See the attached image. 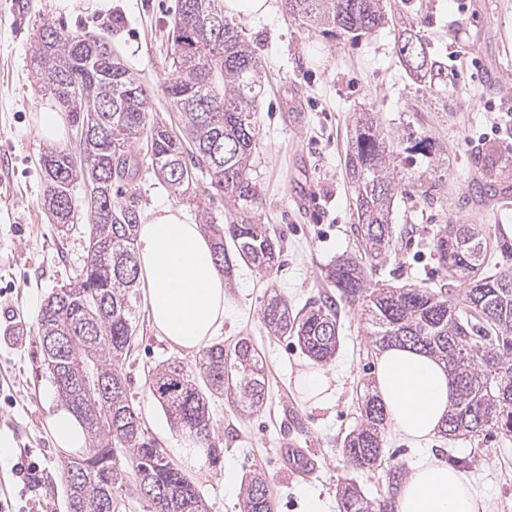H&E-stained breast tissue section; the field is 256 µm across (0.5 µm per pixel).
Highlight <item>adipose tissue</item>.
<instances>
[{
	"label": "adipose tissue",
	"instance_id": "1",
	"mask_svg": "<svg viewBox=\"0 0 512 512\" xmlns=\"http://www.w3.org/2000/svg\"><path fill=\"white\" fill-rule=\"evenodd\" d=\"M139 276L153 325L170 344L205 347L224 324V277L213 243L175 209L151 211L137 232ZM375 386L394 431L412 442L440 432L456 392L442 364L400 346L382 350ZM484 502L464 472L434 460L412 468L397 495V512H482Z\"/></svg>",
	"mask_w": 512,
	"mask_h": 512
}]
</instances>
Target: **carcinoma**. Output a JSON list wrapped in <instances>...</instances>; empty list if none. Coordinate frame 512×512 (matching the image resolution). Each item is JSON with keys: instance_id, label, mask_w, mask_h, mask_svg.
<instances>
[{"instance_id": "cac0c4a2", "label": "carcinoma", "mask_w": 512, "mask_h": 512, "mask_svg": "<svg viewBox=\"0 0 512 512\" xmlns=\"http://www.w3.org/2000/svg\"><path fill=\"white\" fill-rule=\"evenodd\" d=\"M289 12L313 29L359 36L388 20L384 0H287ZM166 94L176 130L148 122L149 90L112 53L104 39L90 41L47 20L39 26L33 51V78L71 114L79 152L52 150L42 157L44 206L57 224H69L74 184L92 188L84 195L92 217L87 260L75 283L51 294L41 307L37 328L43 365L61 400L82 421L88 436L78 456L65 461L69 512H105L108 495L136 484L156 512H207L188 465L177 462L146 435L129 397L123 362L130 358L140 322L137 230L139 197L112 191L130 184L139 167L132 147L150 146L157 178L173 193L220 197L229 222L216 224L203 209L199 218L211 233L216 265L232 275L240 263L271 278L281 267L282 247L270 225L253 216L260 189L251 174L256 145L255 106L265 93L260 57L224 22L220 0H178L172 21ZM397 54L419 82L434 76L435 64L413 27L398 31ZM356 217L358 256H342L326 267L325 281L339 297L323 295L296 309L281 294L267 297L263 321L275 337H292L316 363L328 362L339 344L337 299L358 304L377 350L393 344L419 348L445 364L456 391L442 434L478 436L498 431L512 436V271L484 275L493 242L485 224H447L431 239V252L453 288H392L369 279L395 249L392 209L400 190L392 137L374 113L359 112L346 154ZM482 175L472 185L477 197L499 198L512 180V158L485 153ZM151 396L187 442V458L214 467L222 450L214 441L210 400L226 397L245 415L259 411L268 394L263 359L247 338L233 348L214 343L202 349L195 367L179 361L147 371ZM359 422L343 440L349 463L372 471L381 465L387 426L385 407L370 382L357 398ZM123 450L126 466L107 462V478L84 466L90 455ZM406 469L386 471L387 497L369 498L353 483L339 493V512H395L393 491ZM241 512H271L270 486L257 473L244 489Z\"/></svg>"}]
</instances>
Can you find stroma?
Returning <instances> with one entry per match:
<instances>
[{
	"instance_id": "stroma-1",
	"label": "stroma",
	"mask_w": 512,
	"mask_h": 512,
	"mask_svg": "<svg viewBox=\"0 0 512 512\" xmlns=\"http://www.w3.org/2000/svg\"><path fill=\"white\" fill-rule=\"evenodd\" d=\"M178 0H0V432L12 448L0 458V500L14 512H68L59 447L50 418L60 406L40 355L37 318L45 300L74 282L86 257L88 215L76 205L71 224L53 223L42 204L40 159L50 149L39 134L40 117L58 111L31 73L41 22L110 42L113 51L144 78L149 116H165L164 64ZM257 17L230 23L256 48L266 69V91L256 112L252 176L260 187L258 222L280 238L284 265L273 278L238 266L224 280L227 311L216 336L225 347L246 337L265 358L270 394L263 410L242 415L212 401L214 438L221 448L216 469L193 479L208 512H240L242 491L254 471L270 484L272 512H303L306 498L339 512L338 488L353 480L366 496L387 492L384 469L352 467L342 448L356 424L357 394L373 379L376 355L359 306L340 302V346L324 369L335 381L331 394L306 395L299 375L313 368L293 339L270 336L262 322L269 290L294 306L327 294L325 268L341 255H357L352 191L344 153L355 113L375 112L395 142L401 182L392 215L399 233L396 256L378 274L395 287L441 286L448 277L430 250L435 229L446 224H488L497 243L490 273L512 271V207L468 203L476 176L474 156L489 145L512 157V0H387L390 23L358 37L310 30L288 12L285 0H268ZM413 22L440 70L434 92L415 82L394 51L398 20ZM435 140L429 154L415 151L422 137ZM442 184L434 202L424 193ZM142 214L158 207L181 211L196 223L193 201L159 185L148 168L135 178ZM194 367L195 354L159 336L142 312L136 348L124 364L130 399L157 447L175 459L184 454L161 406L150 398L147 368L171 361ZM296 411L304 424L288 421ZM305 448L318 463L309 478L291 476L280 464L282 445ZM34 451L43 470L37 492L20 497L11 466ZM434 458L464 470L487 512H512V441L498 434L432 438L417 446L385 434V464L405 467Z\"/></svg>"
}]
</instances>
